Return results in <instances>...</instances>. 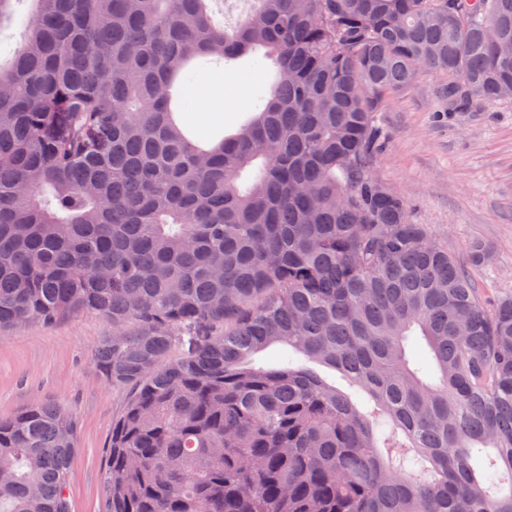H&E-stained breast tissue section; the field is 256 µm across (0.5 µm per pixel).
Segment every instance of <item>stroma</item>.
Masks as SVG:
<instances>
[{
    "label": "stroma",
    "instance_id": "obj_1",
    "mask_svg": "<svg viewBox=\"0 0 512 512\" xmlns=\"http://www.w3.org/2000/svg\"><path fill=\"white\" fill-rule=\"evenodd\" d=\"M271 74L240 59L224 75V129L249 114ZM446 78L422 69L391 92L378 114L384 147L375 173L406 203L412 223L460 262L473 242L486 243L489 264L473 269L479 287L512 294V102L483 112L448 109ZM105 315L86 311L48 324L20 323L0 336V419L41 400L71 410L79 425L69 485L72 512H106L104 450L128 390L112 387L95 365L111 334Z\"/></svg>",
    "mask_w": 512,
    "mask_h": 512
}]
</instances>
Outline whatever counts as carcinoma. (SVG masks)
Listing matches in <instances>:
<instances>
[{
    "mask_svg": "<svg viewBox=\"0 0 512 512\" xmlns=\"http://www.w3.org/2000/svg\"><path fill=\"white\" fill-rule=\"evenodd\" d=\"M212 2L0 0V329L112 319L107 512H512V294L373 172L418 70L450 112L512 101V0ZM249 56L250 119L189 123ZM78 433L0 420V512H71Z\"/></svg>",
    "mask_w": 512,
    "mask_h": 512,
    "instance_id": "1",
    "label": "carcinoma"
}]
</instances>
